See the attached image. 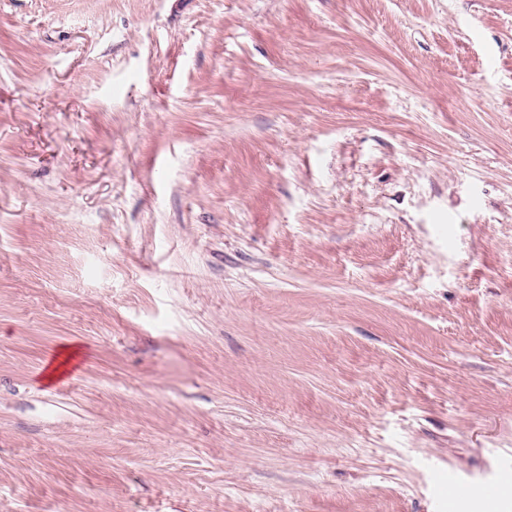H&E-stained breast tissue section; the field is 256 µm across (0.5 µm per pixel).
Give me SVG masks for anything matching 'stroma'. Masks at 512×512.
I'll list each match as a JSON object with an SVG mask.
<instances>
[{"instance_id":"stroma-1","label":"stroma","mask_w":512,"mask_h":512,"mask_svg":"<svg viewBox=\"0 0 512 512\" xmlns=\"http://www.w3.org/2000/svg\"><path fill=\"white\" fill-rule=\"evenodd\" d=\"M451 471L512 512V0H0V512Z\"/></svg>"}]
</instances>
